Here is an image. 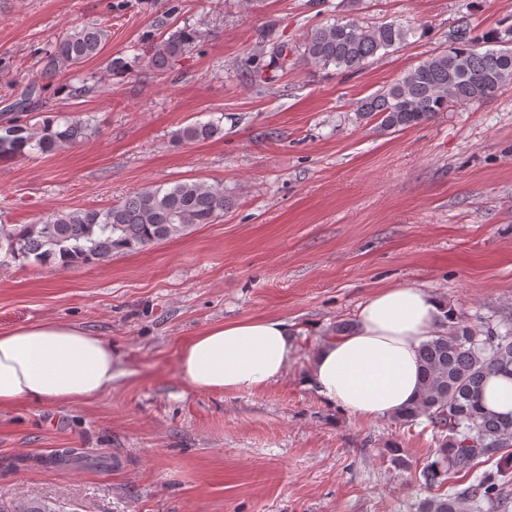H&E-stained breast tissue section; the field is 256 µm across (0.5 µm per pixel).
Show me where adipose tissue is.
Here are the masks:
<instances>
[{
	"label": "adipose tissue",
	"mask_w": 512,
	"mask_h": 512,
	"mask_svg": "<svg viewBox=\"0 0 512 512\" xmlns=\"http://www.w3.org/2000/svg\"><path fill=\"white\" fill-rule=\"evenodd\" d=\"M445 312L443 300L415 286L377 291L352 333L318 349L307 385L352 415L401 411L420 391V349ZM294 353L286 319H248L192 337L180 350L178 371L198 390L254 391L281 378ZM112 371L111 345L68 323L46 320L0 333V408L91 398L111 387Z\"/></svg>",
	"instance_id": "obj_1"
}]
</instances>
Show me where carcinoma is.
<instances>
[{"instance_id": "carcinoma-1", "label": "carcinoma", "mask_w": 512, "mask_h": 512, "mask_svg": "<svg viewBox=\"0 0 512 512\" xmlns=\"http://www.w3.org/2000/svg\"><path fill=\"white\" fill-rule=\"evenodd\" d=\"M409 29L397 22L363 26L337 18L308 32L298 46L276 45L279 60L286 50L291 63L333 65L358 70L379 51L405 43ZM204 33L186 25L155 46L147 64L163 70L189 52ZM109 38L103 27H76L46 52L39 79L50 80L99 56ZM451 47L427 56L394 83L357 102L363 118L377 116L380 127L400 131L444 112L453 103L492 99L512 83V27L472 34L462 22L449 35ZM89 120L80 115L42 112L35 121L12 119L0 125V160L30 154L50 155L87 135ZM223 133L220 121H196L174 133L180 143L201 142ZM230 195L222 183L179 182L136 191L106 208L49 213L33 224H0V265L19 262L63 268L97 264L118 253L141 251L224 214ZM422 390L417 400L391 415L408 424L426 417L436 430L434 459L421 470L428 488L448 475L470 470L477 459L512 448V418L485 409L482 394L492 374L512 375V323L464 324L448 310L446 325L420 349ZM509 481L503 472H485L474 482L446 495L423 500L419 512H467L486 505L488 512L508 508Z\"/></svg>"}]
</instances>
